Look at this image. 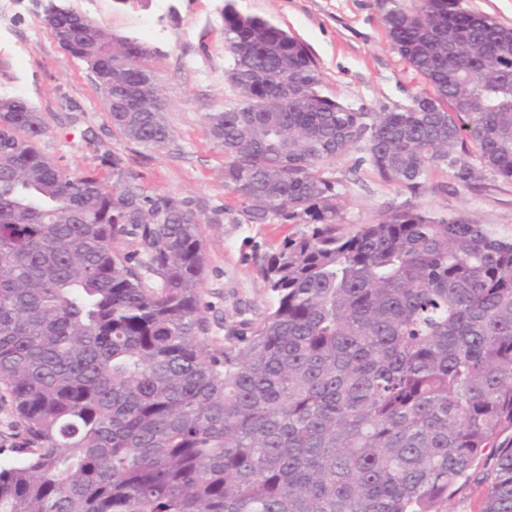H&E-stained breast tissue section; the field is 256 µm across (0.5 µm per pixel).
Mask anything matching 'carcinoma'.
Returning <instances> with one entry per match:
<instances>
[{
	"label": "carcinoma",
	"mask_w": 512,
	"mask_h": 512,
	"mask_svg": "<svg viewBox=\"0 0 512 512\" xmlns=\"http://www.w3.org/2000/svg\"><path fill=\"white\" fill-rule=\"evenodd\" d=\"M52 9L63 49L112 79L122 137L165 147L162 91L140 112L124 96L141 43ZM222 17L250 87L205 117L224 185L249 222L303 226L263 256L268 307L222 343L191 201L145 191L116 150L69 174L42 113L0 97V512H443L472 482L479 512H512V232L409 201L345 224L327 167L362 142L357 164L412 193L439 165L469 184L473 151L512 181V27L466 0L388 9L423 88L364 112L300 39L233 0ZM281 73L301 100L264 112Z\"/></svg>",
	"instance_id": "1"
}]
</instances>
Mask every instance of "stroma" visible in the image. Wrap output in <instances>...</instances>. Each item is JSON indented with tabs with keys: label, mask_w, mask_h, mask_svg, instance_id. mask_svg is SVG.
Returning a JSON list of instances; mask_svg holds the SVG:
<instances>
[{
	"label": "stroma",
	"mask_w": 512,
	"mask_h": 512,
	"mask_svg": "<svg viewBox=\"0 0 512 512\" xmlns=\"http://www.w3.org/2000/svg\"><path fill=\"white\" fill-rule=\"evenodd\" d=\"M120 37L150 51L146 61L169 102L172 138L148 150L127 142L102 107L86 65L71 56L43 24L48 0H13L0 17V96L23 98L42 112L40 148L69 173L99 168L103 152L123 154L129 171L151 193L191 200L202 218L207 254L204 299L215 336L225 326L258 318L269 304L262 257L297 232L294 224H252L224 186V153L204 117L237 101L226 81L224 0H60ZM238 11L278 23L299 37L316 60L324 91L367 112L410 106L423 83L392 52L383 27L391 0H234ZM360 147L334 160L341 216L372 224L389 207L413 200L424 210L463 214L481 224L512 227V182L475 166L471 186L455 170L429 169L417 196L355 166Z\"/></svg>",
	"instance_id": "stroma-1"
}]
</instances>
